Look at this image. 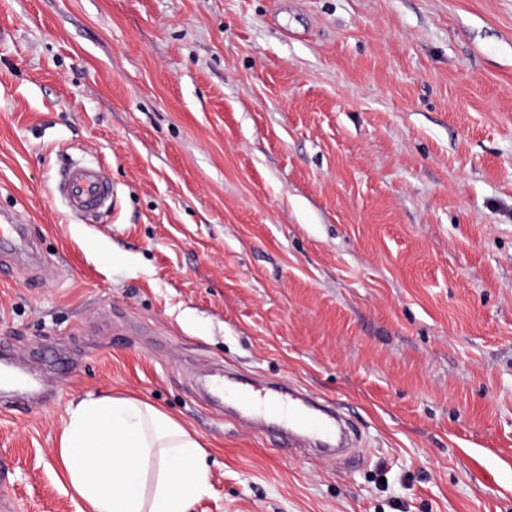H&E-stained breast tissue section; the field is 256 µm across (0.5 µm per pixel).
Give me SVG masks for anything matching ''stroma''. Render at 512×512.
I'll return each instance as SVG.
<instances>
[{
  "instance_id": "obj_1",
  "label": "stroma",
  "mask_w": 512,
  "mask_h": 512,
  "mask_svg": "<svg viewBox=\"0 0 512 512\" xmlns=\"http://www.w3.org/2000/svg\"><path fill=\"white\" fill-rule=\"evenodd\" d=\"M102 164L90 221L51 187ZM0 496L81 512L61 428L132 395L189 512H512V0H0ZM338 405L351 465L209 388Z\"/></svg>"
}]
</instances>
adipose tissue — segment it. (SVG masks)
<instances>
[{
	"label": "adipose tissue",
	"mask_w": 512,
	"mask_h": 512,
	"mask_svg": "<svg viewBox=\"0 0 512 512\" xmlns=\"http://www.w3.org/2000/svg\"><path fill=\"white\" fill-rule=\"evenodd\" d=\"M59 457L86 512H189L210 487L207 453L195 434L133 396L74 404Z\"/></svg>",
	"instance_id": "adipose-tissue-1"
}]
</instances>
